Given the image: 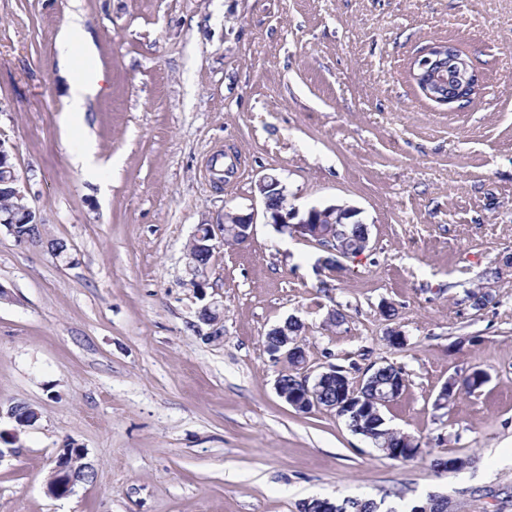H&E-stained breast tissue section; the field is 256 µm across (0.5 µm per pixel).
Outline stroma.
I'll return each instance as SVG.
<instances>
[{
  "label": "stroma",
  "mask_w": 512,
  "mask_h": 512,
  "mask_svg": "<svg viewBox=\"0 0 512 512\" xmlns=\"http://www.w3.org/2000/svg\"><path fill=\"white\" fill-rule=\"evenodd\" d=\"M75 15L105 76L82 131L64 122L56 43ZM439 40L479 75L465 107L409 76ZM85 131L112 169L98 183L73 162ZM0 141L43 224L39 243L0 230V406L40 411L0 461V512H299L314 497L410 512L433 495L512 512V0H0ZM265 174L299 208H355L369 249L334 272L260 223L192 288L196 227L261 210ZM484 286L495 300L474 309ZM213 302L215 325L199 317ZM291 315L301 372L403 368L384 418L421 441L414 459L277 396L290 367L264 339ZM477 369L484 385L440 400ZM69 441L95 476L53 498ZM448 456L463 467L434 468Z\"/></svg>",
  "instance_id": "stroma-1"
}]
</instances>
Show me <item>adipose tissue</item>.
I'll return each mask as SVG.
<instances>
[{"instance_id":"1","label":"adipose tissue","mask_w":512,"mask_h":512,"mask_svg":"<svg viewBox=\"0 0 512 512\" xmlns=\"http://www.w3.org/2000/svg\"><path fill=\"white\" fill-rule=\"evenodd\" d=\"M57 45L61 57L71 62L64 118L69 126L78 127L83 123L88 102L100 93L104 76L95 61V50L87 42L78 18H71L63 24L57 36Z\"/></svg>"}]
</instances>
